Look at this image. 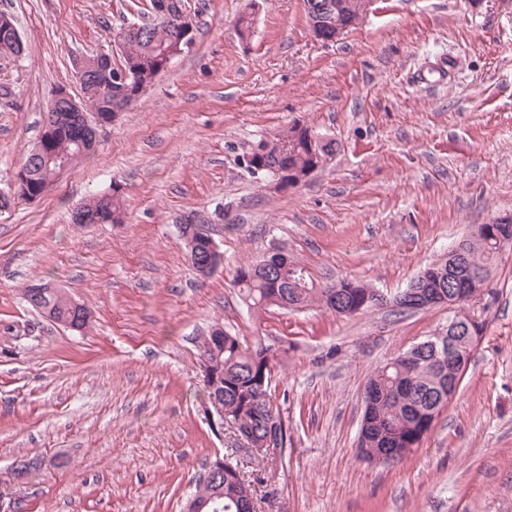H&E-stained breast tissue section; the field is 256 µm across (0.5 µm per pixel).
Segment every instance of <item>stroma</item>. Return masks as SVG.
Returning <instances> with one entry per match:
<instances>
[{
    "mask_svg": "<svg viewBox=\"0 0 512 512\" xmlns=\"http://www.w3.org/2000/svg\"><path fill=\"white\" fill-rule=\"evenodd\" d=\"M194 41L42 198L0 212V476L66 458L14 493L17 512H181L203 466L257 477V512H512V255L463 308L482 339L454 397L403 460H363L364 388L448 324L447 307L343 317L256 314L234 277L279 245L320 281L394 295L482 224L512 216V0H374L339 40L303 0H184ZM150 0H0L25 52L0 56V190L38 141L73 59L107 48ZM252 10L253 35L235 22ZM334 142L323 169L278 190L239 164L293 124ZM120 183L121 224H73ZM224 255L199 277L184 217ZM51 282L92 312L78 333L23 300ZM276 352L288 428L262 464L204 412L198 344L214 322Z\"/></svg>",
    "mask_w": 512,
    "mask_h": 512,
    "instance_id": "stroma-1",
    "label": "stroma"
}]
</instances>
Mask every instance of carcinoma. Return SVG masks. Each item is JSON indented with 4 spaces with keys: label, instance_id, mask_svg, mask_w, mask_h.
<instances>
[{
    "label": "carcinoma",
    "instance_id": "carcinoma-1",
    "mask_svg": "<svg viewBox=\"0 0 512 512\" xmlns=\"http://www.w3.org/2000/svg\"><path fill=\"white\" fill-rule=\"evenodd\" d=\"M139 25L132 43L121 55V66L133 75L126 94L111 93L101 76L81 87L79 103L91 114L102 118L123 108L124 100L143 93L156 79L164 52L179 40V31L170 21L152 17ZM295 129L297 126L293 125L277 134V139L287 144L284 150L266 140L259 141L250 152L247 168L305 174L320 167L319 158L332 153V143H327L316 156L310 148L309 128L302 127L297 136ZM81 145L92 151L88 131L71 126L54 141L52 149L58 154H66L77 151ZM124 216L123 187L114 183L109 192L92 195L80 206L75 223L92 222L97 218L101 224H119ZM480 228V235H472L459 246L468 251L473 271L484 275L487 282L500 257L493 233L497 225L482 224ZM234 284L242 303L254 312L279 308L283 301L295 303L297 310L323 307L331 302L326 293L328 283L316 282L309 269L281 247L258 263L239 268ZM331 284L340 286L336 292L337 306L351 314L359 310L366 284L347 278L334 280ZM84 310L85 306H75L61 289L47 288L38 313L67 329L72 327L81 332L89 324L82 316ZM262 353V343L245 346L237 336L226 331L224 347H216L213 355L217 364L223 366L224 379L220 380L219 390L224 395L228 424L255 440L267 436L270 411L279 410L269 383L273 368L269 367ZM454 378L455 368L448 361V355H441L432 347H412L373 372L366 383L371 401L365 403L360 427L365 455L386 452L400 460L406 456L405 449L417 447L440 411L448 405V381ZM252 494L251 482L233 473L230 478L217 483L201 475L193 489L199 512H243Z\"/></svg>",
    "mask_w": 512,
    "mask_h": 512
}]
</instances>
